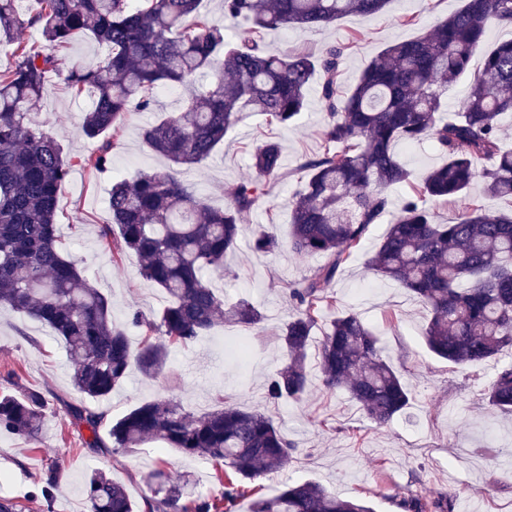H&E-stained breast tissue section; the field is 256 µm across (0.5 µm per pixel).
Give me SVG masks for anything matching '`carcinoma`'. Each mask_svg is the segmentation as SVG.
I'll return each instance as SVG.
<instances>
[{"mask_svg":"<svg viewBox=\"0 0 512 512\" xmlns=\"http://www.w3.org/2000/svg\"><path fill=\"white\" fill-rule=\"evenodd\" d=\"M28 1L27 12L21 3ZM202 0H0V43L14 45L15 62L0 69V306L48 325L73 360V385L91 399L109 395L132 365L155 377L171 349L185 346L214 327H251L262 312L245 299L226 305L208 276H224L226 254L238 246L241 215L264 195L282 169L279 141L268 139L252 155L256 177L227 188L229 202L210 207L181 176L220 146L247 112L279 128L294 125L305 108L315 74L327 122L320 153L302 165L306 180L291 206L288 242L275 233L253 235L252 251L275 255L285 249L319 257L315 276L293 285L297 313L281 330L285 363L265 386L278 404L301 401L311 386L307 350L319 304L334 303L330 285L349 262L364 255L370 229L391 210L390 190L409 173L396 147L428 141L442 156L398 212L365 260L382 281L409 292L427 309L423 330L430 351L455 367L477 368L512 351V212H493L470 200L472 185L512 200V148L502 133L512 116V39L483 55L459 110L445 116L444 96L470 70L491 25L512 27V0H465L457 12L416 38L386 46L357 82L338 85L348 45L337 43L313 57L270 54L261 34L295 27H324L349 15L372 16L391 0H224V18L242 22L237 41L224 26L200 12ZM37 27L44 43L19 36ZM89 33L108 47L104 60L64 76L67 87L93 96L83 136L99 142L80 160L106 170L126 114L154 109L159 90H177L179 112L141 130L144 144L166 157V171L143 173L112 184L111 223L100 238L112 257L134 254L140 275L169 297L158 314L132 312L112 320V299L84 275L62 248L57 214L59 191L70 173L63 147L33 119L58 69V52L74 36ZM212 73L204 85L197 78ZM455 197L461 214L435 221L428 201ZM140 330L136 349L128 328ZM322 382L344 389L365 417L382 426L410 407L412 394L401 374L383 358L371 327L354 311L344 312L324 332L319 351ZM487 406L512 412V365L497 369L483 388ZM42 393L29 389L0 397V430L36 439L44 422ZM71 424L89 436L82 451L101 450L103 418L69 406ZM112 452L157 441L222 465L219 491L201 495L188 482L173 484L164 469L149 476L151 495L142 512H374L362 499H342L315 482L286 484L272 496H257L249 483L283 467L294 446L273 419L222 397L196 415L169 399L142 403L113 421ZM64 475L50 462L39 489L46 503ZM403 512H453L442 493L409 491ZM85 512H137L125 487L95 469L87 476Z\"/></svg>","mask_w":512,"mask_h":512,"instance_id":"obj_1","label":"carcinoma"}]
</instances>
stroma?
I'll use <instances>...</instances> for the list:
<instances>
[{
    "instance_id": "obj_1",
    "label": "stroma",
    "mask_w": 512,
    "mask_h": 512,
    "mask_svg": "<svg viewBox=\"0 0 512 512\" xmlns=\"http://www.w3.org/2000/svg\"><path fill=\"white\" fill-rule=\"evenodd\" d=\"M463 5V0H391L383 13L371 17L347 16L323 28L266 32L262 46L272 52L317 56L329 45L347 43L341 76L346 89L387 45L416 37ZM105 54V47L92 35L77 36L60 52L59 70L50 74L48 91L35 109V120L74 160L96 149L81 133L92 98L69 90L61 74L96 64ZM181 105L179 93L164 91L157 97L155 111L128 113L107 172L73 167L61 188L57 222L65 251L91 283L111 297L112 318L119 324L136 310L158 312L168 296L141 278L135 256L114 262L100 241L99 227L111 221L113 181L167 168V160L143 143L140 132L156 116L178 112ZM325 120L320 88L314 82L307 108L294 127L280 129L267 125L261 114H248L223 147L184 178L209 205L224 207L227 187L251 176L252 151L267 139L279 140L281 176L267 183L264 196L242 222L251 232L271 222L280 237H287L290 205L304 181L300 165L319 151ZM226 264L231 274L215 280V288L225 302L253 303L264 321L252 328L216 327L175 350L157 378L132 368L123 383L101 399L84 400L74 388L73 364L50 328L0 308V394L33 388L46 400L38 440L0 432V502L11 501L17 512H83L84 476L95 468L109 471L138 501L148 494L147 476L159 465L172 480L187 479L199 492H216L212 460L157 442L117 455L107 448L93 455L81 452V435L72 427L67 409L83 401L111 421L143 402L172 398L199 415L214 407L217 396L225 395L241 407L266 413L296 448L276 476L258 479L263 493H273L285 483L312 480L338 496L369 499L375 512H401L398 502L408 489L424 495L444 493L462 512H512V416L487 408L481 400L485 382L497 365L512 363V352L475 370L449 367L425 343V311L420 303L403 290L380 283L359 258L343 267L332 283L336 303L321 306L314 335L322 337L339 313L358 312L378 334L384 356L412 391L408 413L381 428L371 425L347 392L323 389L314 346L308 351L313 385L306 399L274 405L265 398V385L284 363L278 334L295 312L288 288L311 277L320 261L285 251L275 256L257 254L244 238ZM489 446L500 448V455L487 457ZM55 459L63 462L65 476L53 503L32 500L46 464Z\"/></svg>"
}]
</instances>
